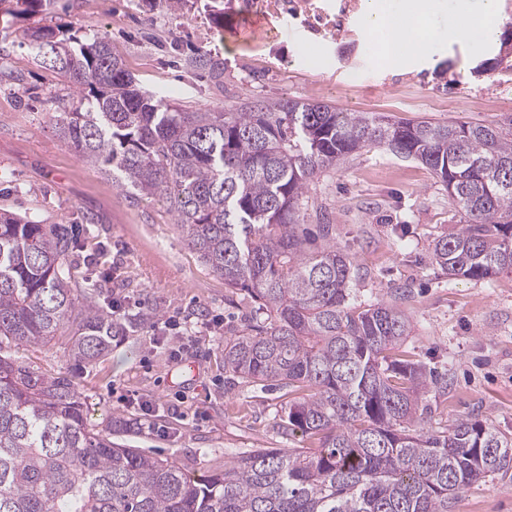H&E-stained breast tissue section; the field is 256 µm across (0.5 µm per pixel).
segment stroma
<instances>
[{
	"mask_svg": "<svg viewBox=\"0 0 512 512\" xmlns=\"http://www.w3.org/2000/svg\"><path fill=\"white\" fill-rule=\"evenodd\" d=\"M212 3L182 0L174 11L168 0H53L46 10L0 11V209L87 224L70 257L76 277L116 304L117 322L140 319L81 369L60 342L15 355L72 376L90 423L132 420L131 447L195 476L256 448L318 442L283 432L287 389L228 380L224 338L251 324L253 302L187 246L169 199L116 187L58 135V119L79 98L34 56L28 31L103 34L142 91L188 111L298 100L407 121L512 122V57L500 52L512 34V0H501L496 38L478 55L442 45L432 62L403 69L366 42L359 0H223L220 25ZM301 214L306 227L330 225L314 245L351 257L359 301L409 317L405 358L445 379L426 395L425 428L471 417L512 434V272L475 280L435 263V240L459 223L432 170L362 149L311 183ZM149 310L155 319H144ZM451 512H512V472L469 488Z\"/></svg>",
	"mask_w": 512,
	"mask_h": 512,
	"instance_id": "1",
	"label": "stroma"
}]
</instances>
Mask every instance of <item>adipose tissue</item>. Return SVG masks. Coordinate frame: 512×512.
I'll use <instances>...</instances> for the list:
<instances>
[{
  "label": "adipose tissue",
  "mask_w": 512,
  "mask_h": 512,
  "mask_svg": "<svg viewBox=\"0 0 512 512\" xmlns=\"http://www.w3.org/2000/svg\"><path fill=\"white\" fill-rule=\"evenodd\" d=\"M364 34L378 43L393 66L431 60L437 45L454 43L477 53L484 39L497 30L499 0H480L478 9L462 14L450 29H438L431 21L429 0H360Z\"/></svg>",
  "instance_id": "1"
}]
</instances>
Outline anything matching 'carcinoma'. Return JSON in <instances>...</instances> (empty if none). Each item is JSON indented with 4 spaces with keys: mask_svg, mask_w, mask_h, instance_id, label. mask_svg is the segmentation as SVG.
I'll return each instance as SVG.
<instances>
[{
    "mask_svg": "<svg viewBox=\"0 0 512 512\" xmlns=\"http://www.w3.org/2000/svg\"><path fill=\"white\" fill-rule=\"evenodd\" d=\"M30 44L80 96L59 136L116 187L173 200L187 245L265 316L224 340V373L305 391L288 400L283 428L319 447L256 448L191 477L114 442L121 420L90 424L71 376L0 354V512H451L467 488L512 470V436L489 424L422 426L433 379L397 354L410 320L390 304L352 303V260L334 245L308 248L299 208L320 171L384 147L448 187L460 228L435 241V263L490 278L512 269V128L290 100L189 112L135 88L102 35L37 29ZM79 234L78 224L0 212V350L61 334L90 365L137 325L115 322L75 279Z\"/></svg>",
    "mask_w": 512,
    "mask_h": 512,
    "instance_id": "obj_1",
    "label": "carcinoma"
}]
</instances>
